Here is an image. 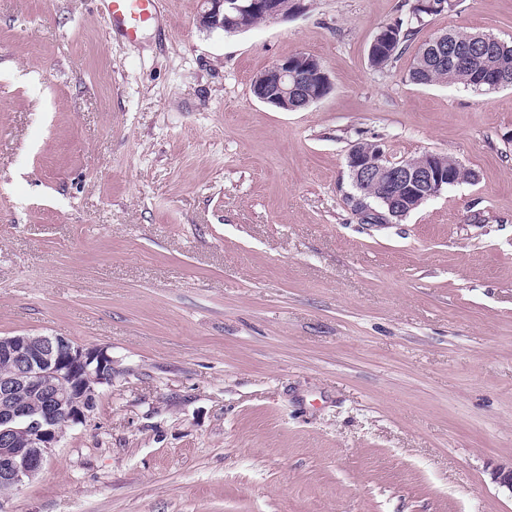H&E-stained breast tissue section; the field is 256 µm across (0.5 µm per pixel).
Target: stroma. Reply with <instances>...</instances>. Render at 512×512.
<instances>
[{
  "label": "stroma",
  "mask_w": 512,
  "mask_h": 512,
  "mask_svg": "<svg viewBox=\"0 0 512 512\" xmlns=\"http://www.w3.org/2000/svg\"><path fill=\"white\" fill-rule=\"evenodd\" d=\"M232 35L161 0L134 43L96 0H0V336L112 354V383L5 512H512V88L368 63L414 0H304ZM512 40V0L416 35ZM298 52L331 88L251 89ZM476 172L365 223L347 155Z\"/></svg>",
  "instance_id": "obj_1"
}]
</instances>
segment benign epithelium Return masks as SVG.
<instances>
[{
    "mask_svg": "<svg viewBox=\"0 0 512 512\" xmlns=\"http://www.w3.org/2000/svg\"><path fill=\"white\" fill-rule=\"evenodd\" d=\"M196 24L206 30L244 28L249 18L262 14L278 19L274 0H202ZM306 76L291 59L281 60L258 75L253 93L265 103L280 105ZM431 154L388 166L383 154L375 157L349 153L348 164L362 181L383 182L395 215L403 212L404 198L419 203L454 184L453 177L428 162ZM0 359L13 365L0 376V481L17 486L34 477L66 428L86 422L99 389L112 384V355L104 347H83L53 335L22 333L0 337ZM28 398H17L19 391ZM491 479L512 494V465L496 469Z\"/></svg>",
    "mask_w": 512,
    "mask_h": 512,
    "instance_id": "1",
    "label": "benign epithelium"
}]
</instances>
